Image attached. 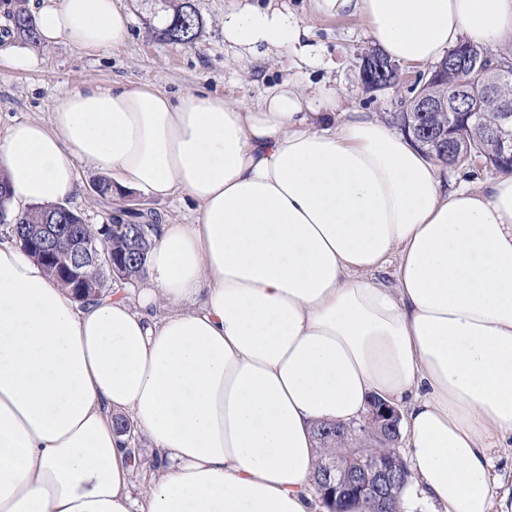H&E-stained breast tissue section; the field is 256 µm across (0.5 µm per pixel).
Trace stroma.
<instances>
[{
	"mask_svg": "<svg viewBox=\"0 0 512 512\" xmlns=\"http://www.w3.org/2000/svg\"><path fill=\"white\" fill-rule=\"evenodd\" d=\"M114 2L129 14L131 23L124 45L111 52L88 55L63 43L31 45L16 38L0 43V133L15 121L50 120L58 96L89 85L152 84L175 99L199 90L252 107L268 86L284 79L308 93L322 87L336 89L340 107L357 106L393 122L409 104L421 71L420 66L403 65L398 84L366 90L360 69L373 41L359 20L324 13L313 0H252L262 7L288 10L309 28L317 48V57L310 62L263 48L238 56L224 42V10L230 0H192L203 21L201 36L192 45H175L158 37L169 15V0ZM17 48L37 58V65L10 64Z\"/></svg>",
	"mask_w": 512,
	"mask_h": 512,
	"instance_id": "35a3bbf8",
	"label": "stroma"
}]
</instances>
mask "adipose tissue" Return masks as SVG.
<instances>
[{
	"label": "adipose tissue",
	"instance_id": "ef3b65f1",
	"mask_svg": "<svg viewBox=\"0 0 512 512\" xmlns=\"http://www.w3.org/2000/svg\"><path fill=\"white\" fill-rule=\"evenodd\" d=\"M392 60L512 45V0H315ZM45 42L123 45L113 0H42ZM278 9L238 0L224 41L311 52ZM186 198L136 297L80 305L0 243V512H313V428L405 402L410 478L434 512H512L491 450L512 441V174L449 186L375 113L292 81L241 107L202 91L91 85L0 134L11 203ZM394 264V284L375 273ZM131 419L163 466L131 494Z\"/></svg>",
	"mask_w": 512,
	"mask_h": 512
}]
</instances>
